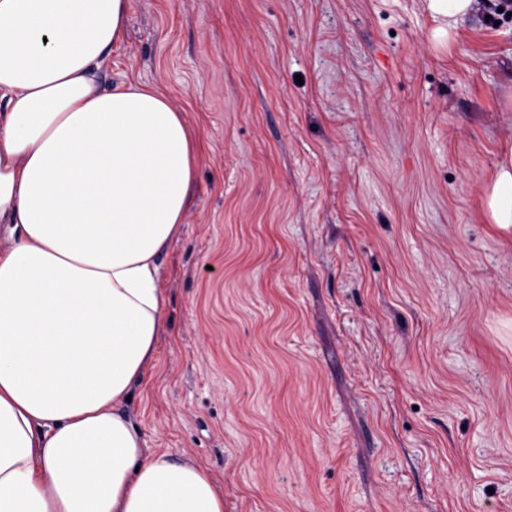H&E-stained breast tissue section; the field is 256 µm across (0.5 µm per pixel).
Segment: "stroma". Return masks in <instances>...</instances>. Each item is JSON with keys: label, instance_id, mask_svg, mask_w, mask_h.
I'll use <instances>...</instances> for the list:
<instances>
[{"label": "stroma", "instance_id": "35a3bbf8", "mask_svg": "<svg viewBox=\"0 0 512 512\" xmlns=\"http://www.w3.org/2000/svg\"><path fill=\"white\" fill-rule=\"evenodd\" d=\"M477 0H130L103 84L199 166L121 410L224 512H512V15ZM475 0H429L431 11L443 19L448 18V25L459 17L467 15L474 7ZM488 207L493 224H512V150L502 156L492 185Z\"/></svg>", "mask_w": 512, "mask_h": 512}]
</instances>
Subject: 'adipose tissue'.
I'll return each instance as SVG.
<instances>
[{"label":"adipose tissue","instance_id":"obj_1","mask_svg":"<svg viewBox=\"0 0 512 512\" xmlns=\"http://www.w3.org/2000/svg\"><path fill=\"white\" fill-rule=\"evenodd\" d=\"M129 0H0V512H224L117 406L155 359L158 255L198 163L183 112L96 73ZM488 207L512 224V151Z\"/></svg>","mask_w":512,"mask_h":512}]
</instances>
